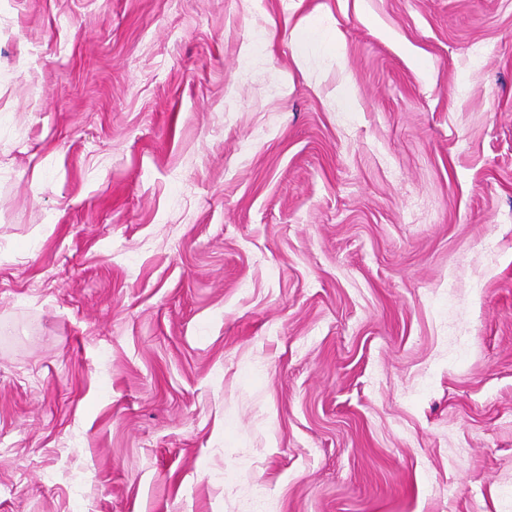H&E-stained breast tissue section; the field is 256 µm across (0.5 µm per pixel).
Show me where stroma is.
Wrapping results in <instances>:
<instances>
[{"label": "stroma", "mask_w": 512, "mask_h": 512, "mask_svg": "<svg viewBox=\"0 0 512 512\" xmlns=\"http://www.w3.org/2000/svg\"><path fill=\"white\" fill-rule=\"evenodd\" d=\"M0 512H512V0H0Z\"/></svg>", "instance_id": "1"}]
</instances>
